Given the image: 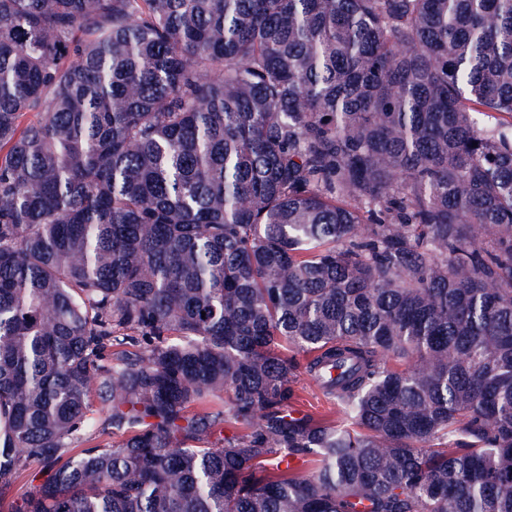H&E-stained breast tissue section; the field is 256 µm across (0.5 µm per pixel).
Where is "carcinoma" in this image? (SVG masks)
<instances>
[{"label":"carcinoma","mask_w":512,"mask_h":512,"mask_svg":"<svg viewBox=\"0 0 512 512\" xmlns=\"http://www.w3.org/2000/svg\"><path fill=\"white\" fill-rule=\"evenodd\" d=\"M3 506L512 512V0H0ZM293 387L295 396L289 405L294 412L311 414L319 418H342L336 401L325 395L309 375L298 374Z\"/></svg>","instance_id":"obj_1"}]
</instances>
